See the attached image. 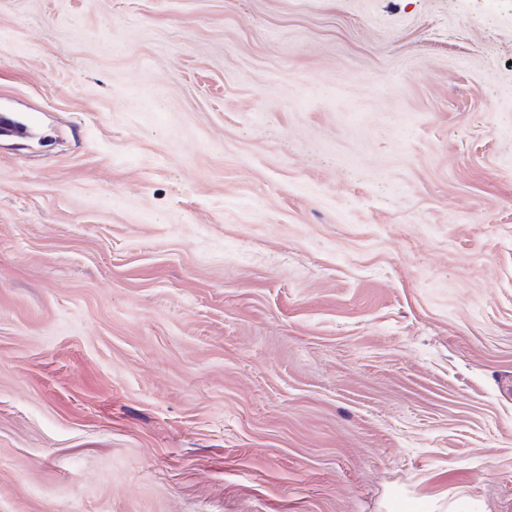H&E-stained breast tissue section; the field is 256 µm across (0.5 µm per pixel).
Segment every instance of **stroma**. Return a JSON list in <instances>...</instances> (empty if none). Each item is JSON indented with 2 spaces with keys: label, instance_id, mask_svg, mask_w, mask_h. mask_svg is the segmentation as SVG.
I'll use <instances>...</instances> for the list:
<instances>
[{
  "label": "stroma",
  "instance_id": "1",
  "mask_svg": "<svg viewBox=\"0 0 512 512\" xmlns=\"http://www.w3.org/2000/svg\"><path fill=\"white\" fill-rule=\"evenodd\" d=\"M0 512H512V0H0Z\"/></svg>",
  "mask_w": 512,
  "mask_h": 512
}]
</instances>
